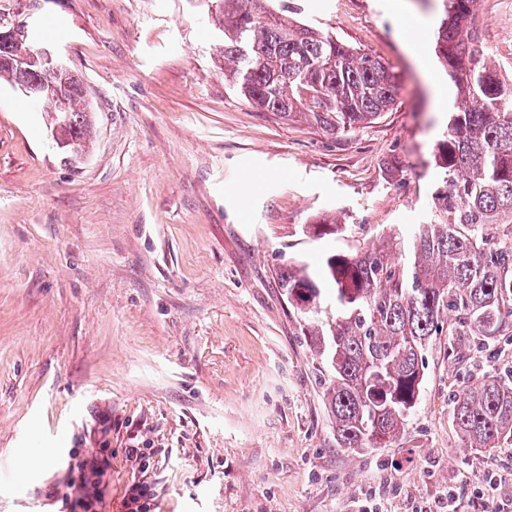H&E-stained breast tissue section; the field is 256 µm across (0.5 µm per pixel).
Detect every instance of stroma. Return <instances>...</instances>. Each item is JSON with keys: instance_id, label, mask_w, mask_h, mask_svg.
Masks as SVG:
<instances>
[{"instance_id": "1", "label": "stroma", "mask_w": 512, "mask_h": 512, "mask_svg": "<svg viewBox=\"0 0 512 512\" xmlns=\"http://www.w3.org/2000/svg\"><path fill=\"white\" fill-rule=\"evenodd\" d=\"M301 21L402 75L395 106L348 134L259 112L224 80L207 0H42L38 19L96 116L65 162L44 116L0 83V512H67L102 450L106 512L137 478L157 512H419L454 489L489 512L512 496V443L468 448L452 410L512 372V328L434 337L419 403L387 447L340 448L330 373L279 271L408 236L428 217L450 88L438 0H293ZM486 47L512 41V0H477ZM312 224L335 225L317 236ZM45 456L44 468L19 461Z\"/></svg>"}]
</instances>
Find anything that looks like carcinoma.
<instances>
[{"mask_svg":"<svg viewBox=\"0 0 512 512\" xmlns=\"http://www.w3.org/2000/svg\"><path fill=\"white\" fill-rule=\"evenodd\" d=\"M476 0H442L434 52L453 82L448 129L432 154L440 174L427 222L407 252L397 236L375 249L330 254L318 277L304 265L280 272L285 295L330 369L325 389L341 448H383L420 396L423 354L432 338L490 339L512 324V81L485 61L472 21ZM225 80L254 108L302 116L332 133L370 123L395 104L400 80L380 60L261 0H217ZM47 39L33 27L0 49V81L17 85L8 59ZM49 128L89 149L96 135L80 77L71 74L59 105L41 103ZM68 115L60 126L59 112ZM332 285L336 315H323L321 283ZM453 421L469 448L512 440V374L462 389Z\"/></svg>","mask_w":512,"mask_h":512,"instance_id":"cac0c4a2","label":"carcinoma"}]
</instances>
